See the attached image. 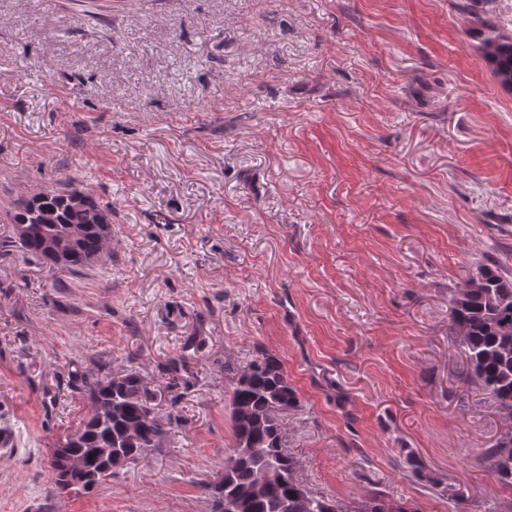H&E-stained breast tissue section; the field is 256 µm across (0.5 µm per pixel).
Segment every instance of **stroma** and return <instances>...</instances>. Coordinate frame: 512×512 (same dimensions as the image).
<instances>
[{
	"mask_svg": "<svg viewBox=\"0 0 512 512\" xmlns=\"http://www.w3.org/2000/svg\"><path fill=\"white\" fill-rule=\"evenodd\" d=\"M0 0V512H213L232 377L273 356L299 479L352 508L512 512V430L452 299L512 274V91L473 31L512 0ZM112 205L78 273L9 240L46 191ZM186 371L166 369L187 339ZM131 367L165 435L87 493L51 448ZM490 457L498 461L497 470L493 474L506 485H512V431L505 432L495 448L491 449Z\"/></svg>",
	"mask_w": 512,
	"mask_h": 512,
	"instance_id": "stroma-1",
	"label": "stroma"
}]
</instances>
